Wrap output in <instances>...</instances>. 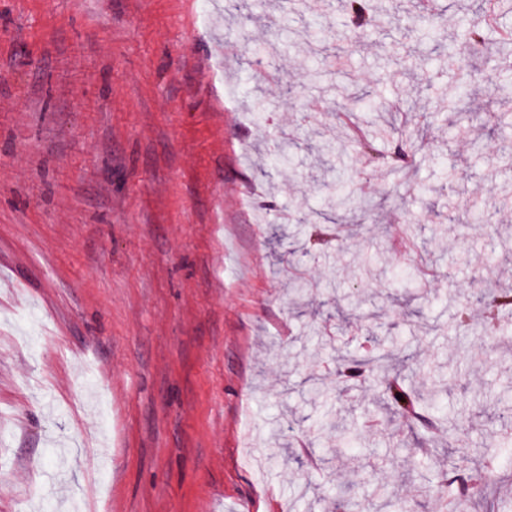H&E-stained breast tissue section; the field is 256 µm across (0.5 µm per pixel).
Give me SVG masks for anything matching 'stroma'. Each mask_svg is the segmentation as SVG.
I'll return each mask as SVG.
<instances>
[{"mask_svg":"<svg viewBox=\"0 0 512 512\" xmlns=\"http://www.w3.org/2000/svg\"><path fill=\"white\" fill-rule=\"evenodd\" d=\"M247 6L0 0V512H34L51 474L87 512L512 501V453L493 485L480 458L512 420V335L485 338L476 293L512 288L506 73L458 52L476 79L450 118L418 0H379L364 33L341 0ZM401 148L404 175L382 163ZM340 186L375 210L341 227ZM387 333L395 363L337 380ZM389 374L447 377V421L390 415ZM329 406L352 446L319 432Z\"/></svg>","mask_w":512,"mask_h":512,"instance_id":"1","label":"stroma"}]
</instances>
